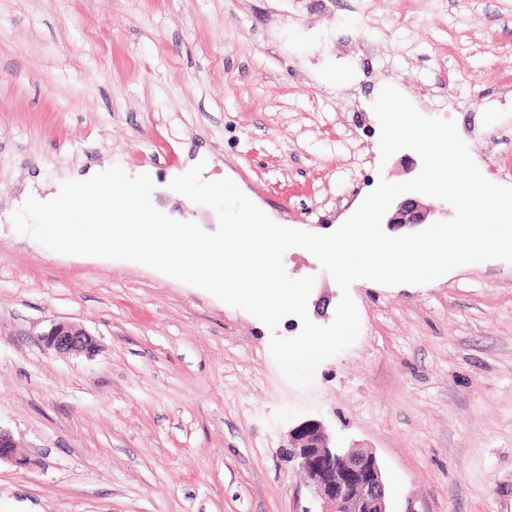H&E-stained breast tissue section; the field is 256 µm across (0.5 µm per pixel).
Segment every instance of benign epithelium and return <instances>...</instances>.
<instances>
[{"label": "benign epithelium", "instance_id": "benign-epithelium-1", "mask_svg": "<svg viewBox=\"0 0 512 512\" xmlns=\"http://www.w3.org/2000/svg\"><path fill=\"white\" fill-rule=\"evenodd\" d=\"M437 208L414 197L398 201L387 224L403 228L428 224ZM45 347L57 354L91 353L96 340L84 328L57 322L42 334ZM9 431L0 427V462L25 468L29 461L17 451ZM288 458L304 476L320 512H389L386 483L376 455L364 448L336 446L327 427L318 420L295 426L288 435Z\"/></svg>", "mask_w": 512, "mask_h": 512}]
</instances>
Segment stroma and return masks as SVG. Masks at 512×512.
Returning a JSON list of instances; mask_svg holds the SVG:
<instances>
[{
    "label": "stroma",
    "mask_w": 512,
    "mask_h": 512,
    "mask_svg": "<svg viewBox=\"0 0 512 512\" xmlns=\"http://www.w3.org/2000/svg\"><path fill=\"white\" fill-rule=\"evenodd\" d=\"M394 86L454 121L483 176L512 186V0H0V512H303L284 448L317 419L375 453L390 512H512V262L421 285L355 281L361 329L301 390L248 312L145 265L51 251L15 231L28 197L112 166L212 232L170 189L196 163L274 222L335 231L419 156L379 152ZM310 319L341 290L306 249ZM57 321L93 355L47 350ZM18 445L8 430L0 427V462H10L17 467L25 468L29 461L17 451Z\"/></svg>",
    "instance_id": "obj_1"
}]
</instances>
